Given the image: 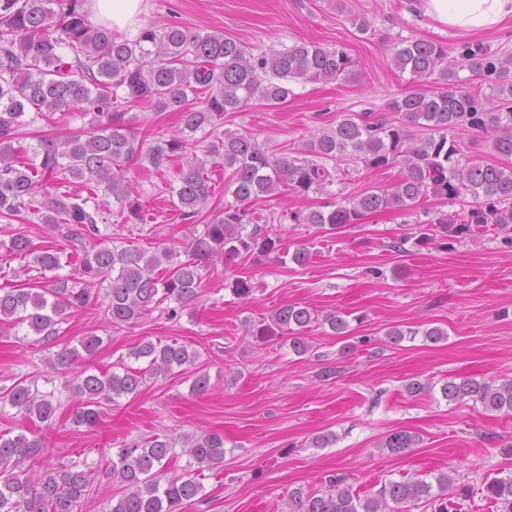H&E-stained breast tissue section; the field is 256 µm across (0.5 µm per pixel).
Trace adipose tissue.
<instances>
[{"label": "adipose tissue", "mask_w": 512, "mask_h": 512, "mask_svg": "<svg viewBox=\"0 0 512 512\" xmlns=\"http://www.w3.org/2000/svg\"><path fill=\"white\" fill-rule=\"evenodd\" d=\"M144 0H90L96 21L130 28ZM422 10L442 25L467 32L491 30L512 17V0H422Z\"/></svg>", "instance_id": "1"}]
</instances>
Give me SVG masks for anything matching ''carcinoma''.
Here are the masks:
<instances>
[{"label": "carcinoma", "instance_id": "obj_1", "mask_svg": "<svg viewBox=\"0 0 512 512\" xmlns=\"http://www.w3.org/2000/svg\"><path fill=\"white\" fill-rule=\"evenodd\" d=\"M87 0H0V212L14 215L26 209L50 230L66 228L74 249L66 252L51 243L39 248L24 233L0 241V252L15 258L33 257L41 273L61 267V255L77 276L53 277L38 285L0 286V325L24 328L37 345L50 351L58 346L60 325L70 311L98 303L105 289V313L115 327L129 326L165 302L177 308L197 298L201 269L222 254L232 262L253 255L278 253L281 239L269 229V217L254 218L249 209L258 200L279 192L298 196H329L321 208L293 213L297 223L314 224L332 232L358 224L369 214L414 211L432 197L444 204L471 198L470 209L455 216L430 220L417 243L457 240L493 226L507 234L512 246V59L494 58L476 46L460 47L459 58L448 63V47L418 39L399 43L394 65L414 79H432L438 92L415 90L391 103L398 118L380 112L346 113L306 141L302 157L270 153L266 143L247 132L224 127V115L251 102L273 105L285 101L289 84L316 81H355L357 64L339 48L301 41L281 50L248 49L222 32L201 33L173 21L148 23L134 39L89 20ZM467 69L492 79L501 105L489 107L480 92L458 89V70ZM144 102L158 112L179 114L178 132L152 142L140 135L122 111L125 103ZM33 112L51 120L61 112L90 117L91 131L41 137L33 147H16L21 128ZM220 132L206 145L207 155L220 159L228 175L224 191L233 201L224 212L197 230L199 217L215 194L209 161L190 153L196 134ZM488 136L492 159L475 161L461 153L456 131ZM185 158L171 187L172 204L190 222L187 259L176 249L148 251L119 246L103 235L98 223L103 211L89 206L91 198L67 184L77 180L93 195L103 192L143 220L141 195L126 178L133 163L148 161L160 170L174 157ZM333 167H328V163ZM368 169L398 167L401 176L386 187H373L351 198L329 190L347 179L349 166ZM317 321L314 311L284 304L271 315V324L249 336L274 330L288 335L292 351L311 352L307 332ZM324 322L336 336L350 331L348 321L330 314ZM422 335L436 344L446 338L440 327L422 331L398 327L386 333L395 344ZM103 339L87 334L77 345L64 346L45 358L53 373L98 354ZM128 357L143 361L133 367L120 358L106 369L87 366L69 382L78 399L70 416L88 428L102 420L103 408L123 398H136L147 379L174 374L190 382L194 394L209 390V376L197 366L199 354L183 343L143 341ZM443 399H466L487 411L512 413V379L498 381L448 378L440 388ZM0 404L8 405L31 422L49 427L62 406L55 391H42L38 380L22 378L0 388ZM416 444L407 431L390 433L383 448L401 456ZM43 437L0 433V512H83L102 482L116 486L112 506L105 512H180L185 503L201 499L203 484L186 472L168 476L173 462L185 455L198 472L224 467V437L207 432L179 438L155 434L124 443L97 462L44 461ZM330 476L328 490L288 493V512H462L474 493L490 504L491 512H512V474L486 477L480 487L464 484L450 468L432 476L386 480L378 489L359 493Z\"/></svg>", "mask_w": 512, "mask_h": 512}]
</instances>
